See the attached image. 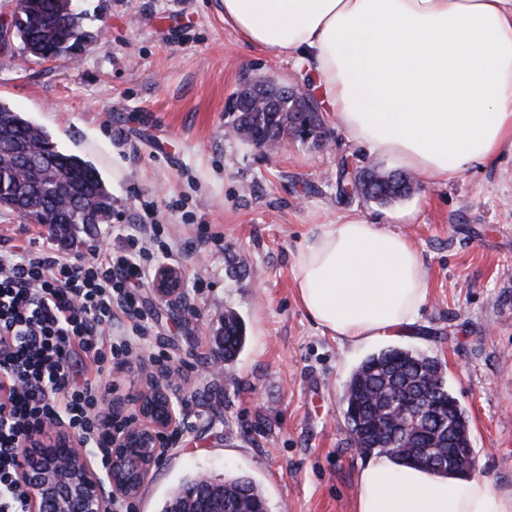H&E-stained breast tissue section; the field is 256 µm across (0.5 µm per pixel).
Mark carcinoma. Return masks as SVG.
Returning a JSON list of instances; mask_svg holds the SVG:
<instances>
[{
    "label": "carcinoma",
    "mask_w": 512,
    "mask_h": 512,
    "mask_svg": "<svg viewBox=\"0 0 512 512\" xmlns=\"http://www.w3.org/2000/svg\"><path fill=\"white\" fill-rule=\"evenodd\" d=\"M20 43L42 61L63 55L62 44L72 47L83 39L79 29L66 27L58 0H18ZM234 124L247 138L267 132L282 137L299 135L305 124L318 129L316 112H256L239 97ZM48 134L9 107L0 105V145L37 147ZM52 167H33V177L19 178L17 169L3 161L0 152V199L24 197L28 208L7 211L48 225L57 233L85 223L80 210L99 213L103 223L112 212V195L99 172L80 157L56 150ZM245 345V328L232 312L224 315V360L233 361ZM342 402L354 445L366 454L387 455L403 464L418 465L426 456L430 469L448 473V457L470 447L468 419L448 390L445 368L435 357L399 346L383 348L365 358L350 376ZM414 408L420 431L411 432L395 422L400 407ZM267 512V503L256 484L238 476L224 481L223 512Z\"/></svg>",
    "instance_id": "obj_1"
}]
</instances>
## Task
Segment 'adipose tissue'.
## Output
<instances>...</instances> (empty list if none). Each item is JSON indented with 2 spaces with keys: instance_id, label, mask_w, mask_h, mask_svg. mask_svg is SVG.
<instances>
[{
  "instance_id": "1",
  "label": "adipose tissue",
  "mask_w": 512,
  "mask_h": 512,
  "mask_svg": "<svg viewBox=\"0 0 512 512\" xmlns=\"http://www.w3.org/2000/svg\"><path fill=\"white\" fill-rule=\"evenodd\" d=\"M241 40L314 75L348 138L433 183L512 147V0H222ZM310 319L352 346L417 325L415 247L361 220L324 224L296 256ZM357 512H512V491L376 456Z\"/></svg>"
}]
</instances>
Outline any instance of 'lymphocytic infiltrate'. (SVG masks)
<instances>
[{
  "label": "lymphocytic infiltrate",
  "mask_w": 512,
  "mask_h": 512,
  "mask_svg": "<svg viewBox=\"0 0 512 512\" xmlns=\"http://www.w3.org/2000/svg\"><path fill=\"white\" fill-rule=\"evenodd\" d=\"M163 234V225H137L125 251L96 248L79 263L32 239L0 251V512H28L25 448L56 423L107 469V441L125 427L102 413L108 366L145 329L137 287L155 255L173 254ZM77 354L87 361L79 378L70 365Z\"/></svg>",
  "instance_id": "obj_1"
}]
</instances>
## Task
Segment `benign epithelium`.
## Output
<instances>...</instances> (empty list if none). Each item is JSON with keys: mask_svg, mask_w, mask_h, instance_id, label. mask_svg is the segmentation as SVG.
<instances>
[{"mask_svg": "<svg viewBox=\"0 0 512 512\" xmlns=\"http://www.w3.org/2000/svg\"><path fill=\"white\" fill-rule=\"evenodd\" d=\"M18 11L0 16V47L12 45L14 23ZM241 90L253 91L254 106L267 111L281 109L285 102L305 98L306 111L319 112L318 99L294 87L272 79L247 81ZM154 294L162 302L179 307L182 304V278L173 266L160 268L155 276ZM168 374L150 380L136 402L141 422L112 436V464L106 479H101L88 465L77 440L66 432L47 442H39L28 451V464L23 479L33 489L29 512H111L117 498L136 496L151 467L158 460V438L180 424L178 404L172 397ZM198 497L210 504L222 498L223 489L212 478L196 479Z\"/></svg>", "mask_w": 512, "mask_h": 512, "instance_id": "1", "label": "benign epithelium"}]
</instances>
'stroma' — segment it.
<instances>
[{"label": "stroma", "instance_id": "35a3bbf8", "mask_svg": "<svg viewBox=\"0 0 512 512\" xmlns=\"http://www.w3.org/2000/svg\"><path fill=\"white\" fill-rule=\"evenodd\" d=\"M87 38L78 61L37 62L0 50V103L42 127L101 174L112 214L56 236L0 210V250L32 237L62 254L119 252L139 221L155 219L182 267L185 308L139 288L150 329L112 364L120 418L159 370L191 426L162 452L132 503L161 512L186 479L250 477L269 512H356V448L342 396L352 372L387 345L436 356L469 422L475 472L512 490V148L445 182L421 181L389 204L347 200L338 164L402 171L352 143L333 112L325 137H283L267 154L224 134L229 99L248 79L313 88L294 62L245 45L218 0H75ZM359 218L407 236L426 272L428 299L405 336L353 348L309 320L296 295L295 258L324 224ZM246 342L233 364H210L224 315Z\"/></svg>", "mask_w": 512, "mask_h": 512}]
</instances>
